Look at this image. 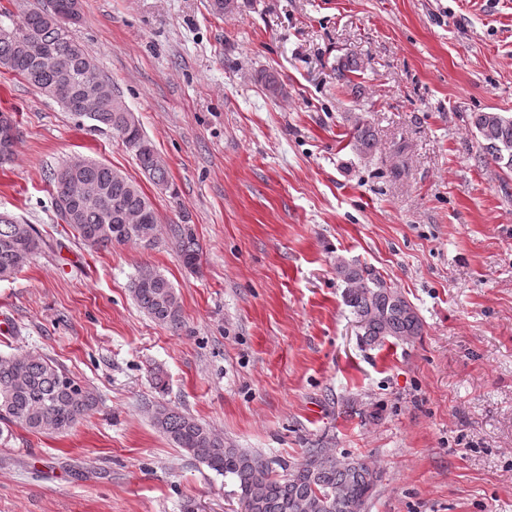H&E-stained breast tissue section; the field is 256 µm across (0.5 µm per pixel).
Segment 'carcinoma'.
<instances>
[{
    "label": "carcinoma",
    "instance_id": "1",
    "mask_svg": "<svg viewBox=\"0 0 512 512\" xmlns=\"http://www.w3.org/2000/svg\"><path fill=\"white\" fill-rule=\"evenodd\" d=\"M15 26L16 37L0 35V66L22 77L41 94L54 99L66 82L79 90L87 69L97 68L77 37L67 34L52 19L50 8L28 11ZM29 33L59 65L44 66L30 54ZM357 72L359 61L354 55L336 64L339 85L354 94L358 93L354 82ZM61 105L117 137L122 133L128 136L134 145L131 153L142 171L154 185L170 187L167 170L157 161L156 150L140 122L126 126V113L112 109L110 100L95 112L83 111L78 95ZM471 123L484 158L512 172V115L474 112ZM351 137L361 154L368 155L376 147L375 132L360 115L354 117ZM53 181L57 219L69 225L85 245L106 249L114 244H144L139 225L129 223V218L153 206L136 181L90 159L77 169L63 167L53 175ZM85 182L102 189L105 200L121 202L123 213H115L99 202H78L77 217L71 219L58 199ZM114 226L127 227L125 234L115 240ZM170 233L178 243L183 263L196 265L200 248L189 226L172 224ZM39 249L40 240L32 225L0 214V280L14 276ZM336 273L347 285L345 302L358 323L364 345L381 346L390 338L407 342L422 334L423 323L414 307L375 268L339 260ZM152 275L145 285L132 283V296L151 320L176 331L183 322L179 294L164 274L154 269ZM95 406L91 394L47 358L25 354L0 360V422L7 428L19 425L32 433H66ZM153 424L176 447L237 484L240 512H364L380 477L375 467L359 458L350 466L337 464L329 448L306 449L298 464L266 460L237 447L195 417L164 404L156 406ZM301 503L306 508H300Z\"/></svg>",
    "mask_w": 512,
    "mask_h": 512
}]
</instances>
